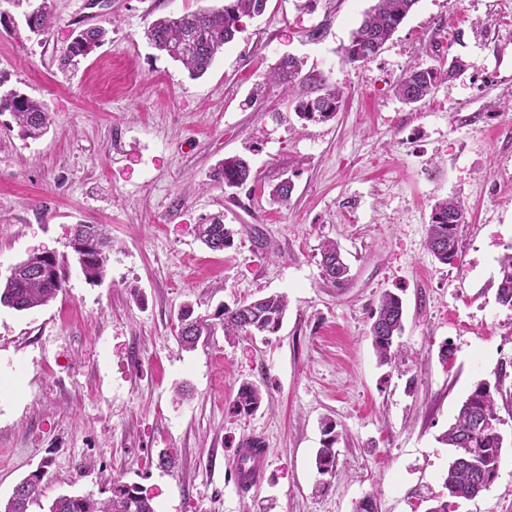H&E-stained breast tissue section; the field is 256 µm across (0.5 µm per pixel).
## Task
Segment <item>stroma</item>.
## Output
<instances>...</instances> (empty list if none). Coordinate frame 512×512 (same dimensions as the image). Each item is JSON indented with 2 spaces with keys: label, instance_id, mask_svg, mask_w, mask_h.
Returning a JSON list of instances; mask_svg holds the SVG:
<instances>
[{
  "label": "stroma",
  "instance_id": "obj_1",
  "mask_svg": "<svg viewBox=\"0 0 512 512\" xmlns=\"http://www.w3.org/2000/svg\"><path fill=\"white\" fill-rule=\"evenodd\" d=\"M218 0H55L47 36L0 0V93L40 100L49 131L22 138L0 113V280L28 255H67L56 299L0 307V499L39 466L42 496L108 497L140 486L157 512H426L445 495L455 451L441 440L480 380L500 383L498 477L455 512H512V308L496 300L498 261L512 251V0H418L372 60L342 48L372 0H270L208 72L192 80L143 36L154 19ZM105 26L104 45L74 71L59 56L79 26ZM291 91L255 83L285 56ZM454 58L468 69L425 102L401 103L415 65ZM339 91L335 117L300 126L295 102L316 80ZM247 157L255 182L227 199L214 165ZM288 205L271 203L283 178ZM466 208L458 258L429 253L438 200ZM223 214L234 231L207 249L198 226ZM112 239L92 282L71 256L75 225ZM335 241L351 280L323 275L319 246ZM401 296L403 354L379 365L370 313ZM278 293L273 336L182 349L185 304L213 312ZM263 394L237 412L242 383ZM338 440L335 477L315 467L322 421ZM266 453L260 481L237 486L232 456L249 439Z\"/></svg>",
  "mask_w": 512,
  "mask_h": 512
}]
</instances>
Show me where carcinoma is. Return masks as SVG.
I'll return each instance as SVG.
<instances>
[{"mask_svg": "<svg viewBox=\"0 0 512 512\" xmlns=\"http://www.w3.org/2000/svg\"><path fill=\"white\" fill-rule=\"evenodd\" d=\"M269 0H224L218 8H206L195 12L171 14L159 17L145 30L148 42L166 53L196 79L207 72L224 45L234 41L244 22L262 16ZM418 0H375L365 12L361 23L352 32L344 47L345 60L350 64L370 61L384 48L399 26L412 12ZM52 23V6L26 15L30 32L37 36L48 33ZM107 30L100 26L84 28L60 56L63 68L76 67L98 47L104 44ZM464 70V64L453 60L448 67L414 66L395 86V96L404 104L414 105L425 101L443 80H451ZM299 75V64L293 58H284L271 72L266 82L256 86L254 96L264 93L267 86H290ZM340 108V94L334 89H323L316 95L299 99L294 112L303 122H323ZM0 112H8L27 138L43 135L50 126V117L42 104L28 95L10 91L0 95ZM252 179L249 161L235 155L224 158L209 174V180L230 190L243 187ZM466 211L455 199L436 202L431 210L427 246L433 257L442 264L453 263L458 256L459 229L465 223ZM76 231L98 240L96 247L80 256L79 264H88L93 278L103 276L105 251L112 248V240L101 224H79ZM201 242L212 251H222L231 246L232 230L217 215L199 225ZM321 267L336 285L344 284L349 270L336 243L325 240L320 246ZM43 259L32 255L15 265L13 276L0 285V306L18 312L47 304L66 288V275L60 262H55L58 275L53 277L42 272ZM496 299L504 306L512 307V252L499 260ZM287 311L285 296L274 294L253 301H241L233 307L221 306L211 315L193 316L188 308L179 316V341L187 349L199 342H208L217 331L224 336H257L278 332ZM370 335L375 352L382 364H389L401 354L399 343L403 331V302L399 295L383 292L371 313ZM262 401L261 389L253 383L243 384L236 398V406L244 412L256 410ZM505 421L498 413V405L491 386L476 382L462 403L455 422L442 436L448 446L457 450L456 458L449 465L444 480L448 499L434 498L428 512H448L453 499L472 500L490 489L498 477L504 443L502 426ZM335 425H324L322 447L316 456L318 472L322 475L336 473ZM253 452L241 457L239 469L256 472L261 466L265 449L260 441L247 444ZM45 469L37 470L17 483L6 502H0V512H30L42 492ZM48 512H156L152 498L136 485L113 484L111 496L98 500L92 495H62L54 499Z\"/></svg>", "mask_w": 512, "mask_h": 512, "instance_id": "cac0c4a2", "label": "carcinoma"}]
</instances>
